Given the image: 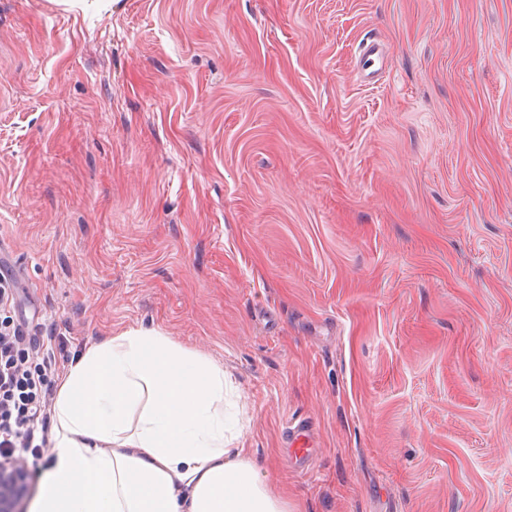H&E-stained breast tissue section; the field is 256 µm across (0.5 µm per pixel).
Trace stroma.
<instances>
[{
	"label": "stroma",
	"mask_w": 512,
	"mask_h": 512,
	"mask_svg": "<svg viewBox=\"0 0 512 512\" xmlns=\"http://www.w3.org/2000/svg\"><path fill=\"white\" fill-rule=\"evenodd\" d=\"M0 265L223 368L288 512H512V0H0Z\"/></svg>",
	"instance_id": "stroma-1"
}]
</instances>
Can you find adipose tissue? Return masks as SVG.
<instances>
[{"label":"adipose tissue","instance_id":"obj_1","mask_svg":"<svg viewBox=\"0 0 512 512\" xmlns=\"http://www.w3.org/2000/svg\"><path fill=\"white\" fill-rule=\"evenodd\" d=\"M224 371L155 329L74 359L34 512H288L224 433Z\"/></svg>","mask_w":512,"mask_h":512}]
</instances>
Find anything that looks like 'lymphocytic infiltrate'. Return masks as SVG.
<instances>
[{
	"mask_svg": "<svg viewBox=\"0 0 512 512\" xmlns=\"http://www.w3.org/2000/svg\"><path fill=\"white\" fill-rule=\"evenodd\" d=\"M15 288L11 274H0V462L42 457L48 445L47 409L55 394L52 348L4 315Z\"/></svg>",
	"mask_w": 512,
	"mask_h": 512,
	"instance_id": "f902f5d3",
	"label": "lymphocytic infiltrate"
}]
</instances>
